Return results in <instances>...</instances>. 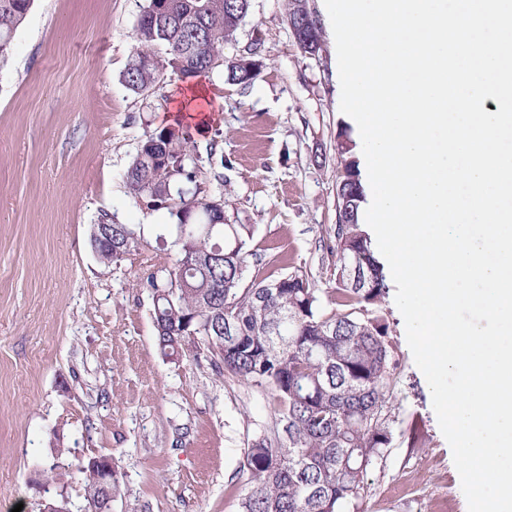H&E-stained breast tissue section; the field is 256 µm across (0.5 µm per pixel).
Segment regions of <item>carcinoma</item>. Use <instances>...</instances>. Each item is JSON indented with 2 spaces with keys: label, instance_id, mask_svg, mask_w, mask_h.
<instances>
[{
  "label": "carcinoma",
  "instance_id": "1",
  "mask_svg": "<svg viewBox=\"0 0 512 512\" xmlns=\"http://www.w3.org/2000/svg\"><path fill=\"white\" fill-rule=\"evenodd\" d=\"M251 0H149L140 15L137 48L122 74L126 87L149 96L171 78L190 80L223 69L243 88L257 75L240 68L261 57L256 39L232 57L237 42L233 13ZM33 0H0V62ZM287 17L302 15L321 39L309 0H286ZM139 206L167 211L171 223L154 236L104 215L91 226L90 244L106 267L147 250L163 261L147 278L152 290L156 344L169 360L185 356L197 340L218 372L272 395L282 437L261 438L244 449L251 488L241 512H366L365 477L391 446L384 410L390 400L391 346L378 303L384 275L359 224L362 199L354 164L339 182L348 200L336 224V307L326 309L301 269L245 283L251 224H222L223 176H206L188 129L180 123L145 133L125 174ZM359 267L356 286L346 265ZM77 477L89 512L104 507L102 474L95 459L73 472H44L46 482Z\"/></svg>",
  "mask_w": 512,
  "mask_h": 512
}]
</instances>
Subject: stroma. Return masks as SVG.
I'll return each mask as SVG.
<instances>
[{
	"label": "stroma",
	"instance_id": "1",
	"mask_svg": "<svg viewBox=\"0 0 512 512\" xmlns=\"http://www.w3.org/2000/svg\"><path fill=\"white\" fill-rule=\"evenodd\" d=\"M319 59L304 57L284 0H252L239 44L261 39L248 88L199 77L211 120L199 153L217 145L225 217L250 224L249 273L306 271L333 299L337 136L348 128L331 21ZM147 0H34L0 67V512H42L65 494L87 512L77 480L38 485L52 465L108 455L118 479L112 512H240L249 492L244 450L273 425L269 394L218 373L206 358L164 359L155 345L142 251L106 267L89 241L109 214L168 223L136 205L125 173L145 131L163 126L162 99L121 77ZM388 284L379 303L392 345L394 442L367 471L369 512H468L459 474L406 340Z\"/></svg>",
	"mask_w": 512,
	"mask_h": 512
}]
</instances>
